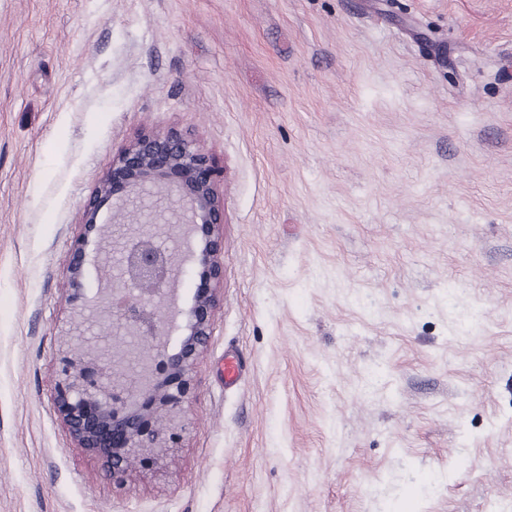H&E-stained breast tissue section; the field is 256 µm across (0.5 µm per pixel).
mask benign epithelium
Instances as JSON below:
<instances>
[{
  "label": "benign epithelium",
  "instance_id": "benign-epithelium-1",
  "mask_svg": "<svg viewBox=\"0 0 512 512\" xmlns=\"http://www.w3.org/2000/svg\"><path fill=\"white\" fill-rule=\"evenodd\" d=\"M224 172L208 155L176 130L143 133L113 157L84 210L85 234L70 263L69 298L77 310L71 335L87 323L99 324L101 310L112 312V333L122 337L112 358L134 363L136 381L113 363L75 351L58 358L54 395L56 411L75 444L99 457L118 480L128 465L149 460L175 442L177 418L191 390L190 373L211 336L217 289L224 278L221 261L224 201L217 185ZM111 204L113 221L137 217L132 236L113 249L112 300L103 304L85 288L87 266H98L86 252L88 233L97 228L103 205ZM178 240L174 252L166 240ZM191 262L200 284L185 313L184 337L177 350L143 347L162 335L169 309L168 287L177 267Z\"/></svg>",
  "mask_w": 512,
  "mask_h": 512
}]
</instances>
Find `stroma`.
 Segmentation results:
<instances>
[{"instance_id": "1", "label": "stroma", "mask_w": 512, "mask_h": 512, "mask_svg": "<svg viewBox=\"0 0 512 512\" xmlns=\"http://www.w3.org/2000/svg\"><path fill=\"white\" fill-rule=\"evenodd\" d=\"M171 128L224 171V279L176 442L116 484L54 409L65 284L113 156ZM493 506L512 0H0V512Z\"/></svg>"}]
</instances>
